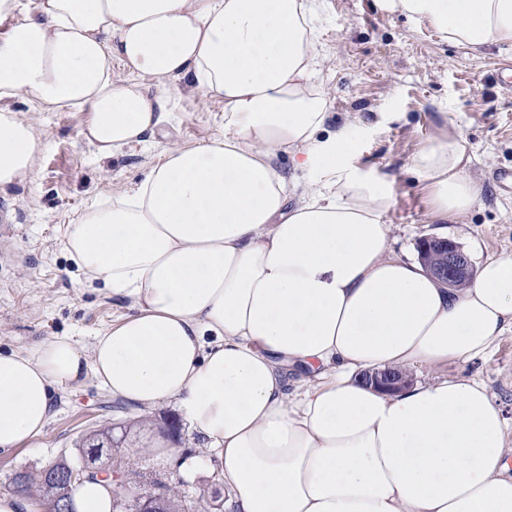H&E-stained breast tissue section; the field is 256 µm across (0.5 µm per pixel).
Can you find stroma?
Wrapping results in <instances>:
<instances>
[{
  "label": "stroma",
  "mask_w": 512,
  "mask_h": 512,
  "mask_svg": "<svg viewBox=\"0 0 512 512\" xmlns=\"http://www.w3.org/2000/svg\"><path fill=\"white\" fill-rule=\"evenodd\" d=\"M318 42L326 57L322 92L339 123L349 126L350 163L384 180L391 203L394 249L418 255L420 240L445 235L471 263L512 256V191L493 174L512 168V49L472 51L448 45L427 26L383 8L378 0H318ZM169 120L150 142L133 143L103 159L83 142L79 112H42L18 97L13 111L42 131L46 145L32 175L0 192V348L29 351L65 336L91 347L95 336L128 314L129 304L103 289L85 288L75 263L61 248L66 224L93 200H106L142 180L158 154L223 133L224 101L207 93L165 91ZM461 135L472 158L480 195L456 224H440L431 213L426 183L410 160L423 147ZM477 377L503 408L512 427V330L487 355L412 370L427 381L435 373ZM111 394L94 378L55 393L52 414L26 446L0 451V494L14 471H39L59 455L76 456L90 431L114 426L122 443L115 458L134 471L132 485L172 472L176 455L206 458L203 436L182 425L176 454L155 451L161 429L181 414L175 404L151 412L111 409Z\"/></svg>",
  "instance_id": "35a3bbf8"
}]
</instances>
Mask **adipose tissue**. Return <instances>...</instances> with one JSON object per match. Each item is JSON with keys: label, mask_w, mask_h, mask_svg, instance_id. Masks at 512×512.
<instances>
[{"label": "adipose tissue", "mask_w": 512, "mask_h": 512, "mask_svg": "<svg viewBox=\"0 0 512 512\" xmlns=\"http://www.w3.org/2000/svg\"><path fill=\"white\" fill-rule=\"evenodd\" d=\"M381 2L452 44L512 48V0ZM319 23L316 0H0V189L43 150L14 98L82 113L102 158L167 122L172 82L224 101L222 134L163 151L67 226L85 285L133 311L87 349L0 350V450L91 376L116 401L178 406L224 477V512H512V439L483 382L390 394L362 379L488 352L512 329V256L449 288L391 250L388 186L349 163L315 86ZM471 161L455 139L413 156L440 223L476 202Z\"/></svg>", "instance_id": "obj_1"}]
</instances>
